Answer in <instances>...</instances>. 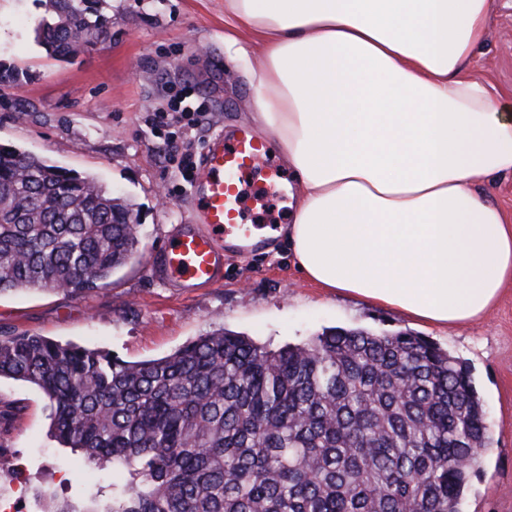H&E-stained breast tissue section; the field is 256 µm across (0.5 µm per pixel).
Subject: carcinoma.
<instances>
[{"label": "carcinoma", "mask_w": 512, "mask_h": 512, "mask_svg": "<svg viewBox=\"0 0 512 512\" xmlns=\"http://www.w3.org/2000/svg\"><path fill=\"white\" fill-rule=\"evenodd\" d=\"M92 0H45L36 41L109 33ZM125 196L0 145V296L86 297L138 253ZM0 378L49 401V431L125 482L41 512H459L490 444L483 404L446 351L406 333L333 327L277 350L213 330L136 362L44 336H0Z\"/></svg>", "instance_id": "cac0c4a2"}]
</instances>
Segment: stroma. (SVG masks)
I'll use <instances>...</instances> for the list:
<instances>
[{
  "instance_id": "stroma-1",
  "label": "stroma",
  "mask_w": 512,
  "mask_h": 512,
  "mask_svg": "<svg viewBox=\"0 0 512 512\" xmlns=\"http://www.w3.org/2000/svg\"><path fill=\"white\" fill-rule=\"evenodd\" d=\"M111 20L105 41L66 60L34 39L42 0H0V144H12L131 198L139 219V258L84 298L21 290L0 297V336L40 335L112 352L127 361L164 357L224 328L273 348L304 344L328 327L410 333L447 351L470 373L492 432L461 512H512V284L482 318L438 327L363 300L330 294L297 272L285 237L263 251L224 253V277L206 288L153 279L149 257L176 225L194 221L191 186L151 134L154 113L170 111L184 86L190 107L209 110L202 138L255 129L254 89L224 43V0H98ZM477 73L512 104V0H497ZM0 445L21 477L0 472V512H39L36 488L78 498L91 483L125 479L111 467L76 469L70 449L49 433L47 399L26 383L0 379Z\"/></svg>"
}]
</instances>
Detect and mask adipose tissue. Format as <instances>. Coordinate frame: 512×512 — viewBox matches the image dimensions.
Wrapping results in <instances>:
<instances>
[{"label":"adipose tissue","instance_id":"adipose-tissue-1","mask_svg":"<svg viewBox=\"0 0 512 512\" xmlns=\"http://www.w3.org/2000/svg\"><path fill=\"white\" fill-rule=\"evenodd\" d=\"M494 0H224L254 119L296 182L282 231L332 292L450 326L512 283V116L475 74Z\"/></svg>","mask_w":512,"mask_h":512}]
</instances>
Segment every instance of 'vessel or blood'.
Returning <instances> with one entry per match:
<instances>
[{
	"instance_id": "obj_1",
	"label": "vessel or blood",
	"mask_w": 512,
	"mask_h": 512,
	"mask_svg": "<svg viewBox=\"0 0 512 512\" xmlns=\"http://www.w3.org/2000/svg\"><path fill=\"white\" fill-rule=\"evenodd\" d=\"M266 151L264 141L243 130L232 140L223 134L208 138L192 187L195 223L181 225L150 267L154 277L180 288H204L222 279L221 238H234L257 249L269 238L261 226L246 223L243 179Z\"/></svg>"
}]
</instances>
